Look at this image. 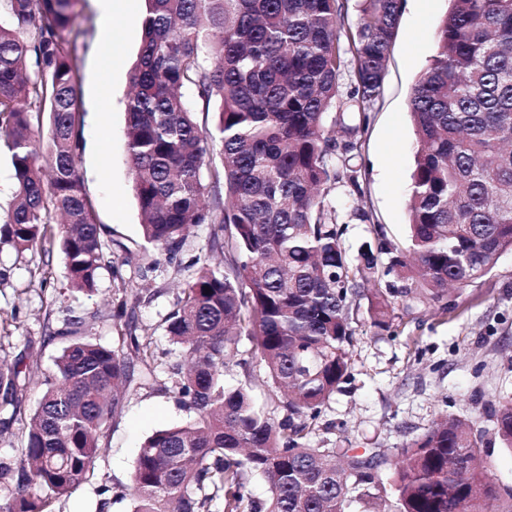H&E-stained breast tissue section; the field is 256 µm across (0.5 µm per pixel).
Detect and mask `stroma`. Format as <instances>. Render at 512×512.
<instances>
[{
	"label": "stroma",
	"mask_w": 512,
	"mask_h": 512,
	"mask_svg": "<svg viewBox=\"0 0 512 512\" xmlns=\"http://www.w3.org/2000/svg\"><path fill=\"white\" fill-rule=\"evenodd\" d=\"M449 0H403L394 44L387 61L381 94L365 129L358 136L356 163L362 173L358 204L370 215L363 222L343 211L344 240L350 250L378 236L406 245L408 200L416 140L409 99L428 68L437 45V29ZM145 0H126L125 13L104 28L96 0H80L77 28L70 39L78 57L75 85L82 143L78 166L104 239L112 248V264L102 269L97 290L86 294L68 289L66 260L60 249L17 251L0 244V356L27 354L42 372L54 371L65 340V319L97 315L92 334L97 342L117 346L119 321L110 313L119 288L139 294L133 317L138 333L151 337L166 362L183 360L172 345L164 319L177 302L178 284L186 266L214 257L210 227L194 228L187 246L173 263L144 246L141 215L126 149V101L130 78L142 46L141 19ZM112 64L100 66L104 55ZM110 108H102V98ZM44 269L49 285L34 277ZM454 310L440 304H414L396 331L373 327L368 300H360L347 380L323 406L312 443L328 448H377L390 459L382 471L390 478L402 460L403 446L423 434L434 420L450 415L482 430L494 481L512 486V450L494 436L488 403L512 398V252L503 253L491 273L451 294ZM252 379V395L267 402L263 370L250 344H242L224 371V384ZM190 411L172 392L140 389L128 394L119 416L102 442L94 476L70 497L57 501L55 512H96L98 488L108 484L115 501L111 512H130L129 495L137 451L154 431L187 423Z\"/></svg>",
	"instance_id": "1"
}]
</instances>
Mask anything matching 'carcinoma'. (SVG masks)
Segmentation results:
<instances>
[{
    "label": "carcinoma",
    "mask_w": 512,
    "mask_h": 512,
    "mask_svg": "<svg viewBox=\"0 0 512 512\" xmlns=\"http://www.w3.org/2000/svg\"><path fill=\"white\" fill-rule=\"evenodd\" d=\"M78 2L6 0L0 145L16 190L0 243L47 254L59 243L67 286L90 293L110 246L77 164L66 33ZM345 2L147 0L126 103L143 240L171 263L191 228L208 224L211 249L226 247L233 259L224 270L199 260L180 282L165 331L187 363L164 379L131 318L117 349L84 336L86 318L67 320L52 373L0 359V411H9L0 434L15 427L21 435L16 453L0 454V512H54L95 473L127 394L155 386L176 392L195 417L142 443L131 512H348L355 500L388 512H512V488L489 476L482 432L457 418L434 421L406 444L390 482L380 475L381 451L307 442L349 375L352 306L365 287L372 325L389 330L396 307L439 303L512 251V0H451L409 102L417 151L408 246L383 240L354 257L330 192L342 181L363 194L352 160L380 95L401 0H365L347 50ZM346 70L354 82L343 95ZM212 106L215 136L197 120ZM45 114L44 153L36 134ZM245 340L283 392L287 415L277 422L249 386H224V367ZM35 381L42 396L28 414ZM491 417L512 449V399L492 406ZM252 476L267 480L268 503L248 495Z\"/></svg>",
    "instance_id": "carcinoma-1"
}]
</instances>
